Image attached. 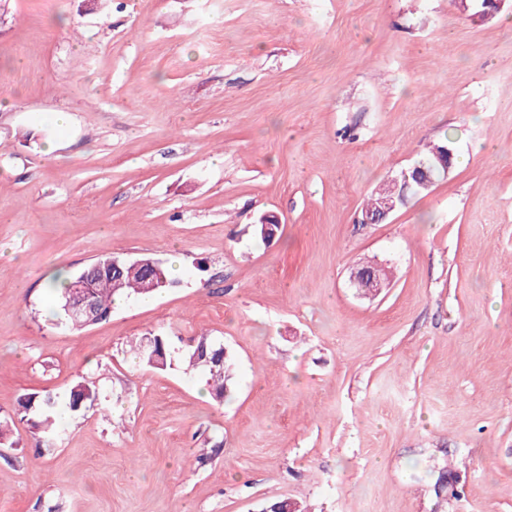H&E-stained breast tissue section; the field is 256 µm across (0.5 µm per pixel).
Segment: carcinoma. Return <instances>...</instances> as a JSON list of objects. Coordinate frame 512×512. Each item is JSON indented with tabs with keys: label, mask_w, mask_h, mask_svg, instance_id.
<instances>
[{
	"label": "carcinoma",
	"mask_w": 512,
	"mask_h": 512,
	"mask_svg": "<svg viewBox=\"0 0 512 512\" xmlns=\"http://www.w3.org/2000/svg\"><path fill=\"white\" fill-rule=\"evenodd\" d=\"M448 144L444 142L434 144L426 156L418 162L425 168L429 183L443 175L445 171L437 160V155L445 152ZM407 192V196H414L426 192V188L412 182L411 187L404 188V182L397 184H382L366 202L363 210L375 207L378 198L383 194H400ZM127 257L122 254H109L100 257L91 264L94 275L91 279L93 296L98 308L99 319L103 320L112 313L117 299L131 297H149L158 295L174 287V280L167 268L160 262L152 267H146L136 273H129L125 269ZM154 346L149 348L144 341L135 345L139 358L148 366L156 369H166L178 364L186 374L197 371L207 376L206 385L209 393L217 400H224L228 383L231 380L230 357L224 358V365L211 369L205 365L204 357H212V353L220 350V345L206 336H201L189 349L178 351L173 347L169 337L163 335L153 336ZM96 400L95 390L87 383L80 382L64 395L47 393L41 396H32L22 404V413L28 416L31 426L40 433V441L50 443L58 434L55 425L59 410L65 408L71 412H78L88 402Z\"/></svg>",
	"instance_id": "carcinoma-1"
}]
</instances>
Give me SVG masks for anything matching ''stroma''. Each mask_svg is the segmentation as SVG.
I'll return each mask as SVG.
<instances>
[{"instance_id": "stroma-1", "label": "stroma", "mask_w": 512, "mask_h": 512, "mask_svg": "<svg viewBox=\"0 0 512 512\" xmlns=\"http://www.w3.org/2000/svg\"><path fill=\"white\" fill-rule=\"evenodd\" d=\"M0 88V512H512V9L10 0ZM445 138L448 174L362 223ZM111 253L177 284L57 325L51 278ZM157 334L224 344L230 397L130 357ZM82 376L37 447L23 398ZM404 190V182L403 178L400 175V180L398 185L397 184H382L380 185L374 194L369 198V200L366 202L365 206L362 210L365 212L362 214L361 221L365 224H379L382 221H384L391 212H393L397 207L398 203L393 197H381L379 200L378 198L382 194H397V196L400 195ZM378 201V204L376 205ZM376 205V207H375ZM372 208H375L371 211Z\"/></svg>"}]
</instances>
